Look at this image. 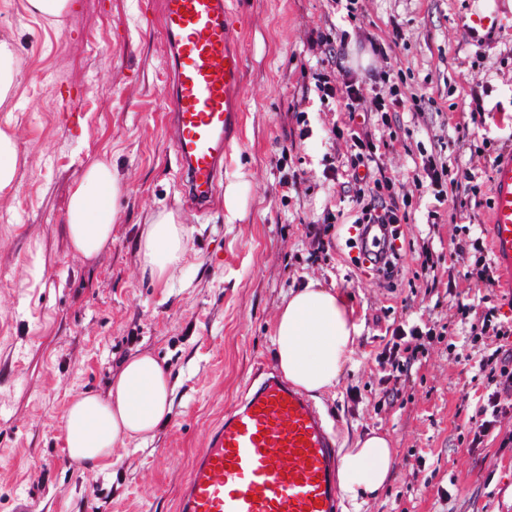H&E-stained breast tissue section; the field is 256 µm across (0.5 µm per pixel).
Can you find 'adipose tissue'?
<instances>
[{"label":"adipose tissue","mask_w":512,"mask_h":512,"mask_svg":"<svg viewBox=\"0 0 512 512\" xmlns=\"http://www.w3.org/2000/svg\"><path fill=\"white\" fill-rule=\"evenodd\" d=\"M124 193L111 165L100 160L91 162L73 187L67 229L74 250L84 259H95L111 242L116 205ZM188 237L177 212L153 214L137 246L142 272L155 282H167L184 258ZM359 334L342 298L312 281L280 306L273 344L285 378L305 391L321 393L335 388ZM170 394L169 374L154 357H132L114 377L107 396L84 394L67 408L61 436L70 459L86 468L105 466L117 443L153 436L168 417ZM392 468L389 440L367 433L340 458L342 497L354 505L378 497Z\"/></svg>","instance_id":"obj_1"}]
</instances>
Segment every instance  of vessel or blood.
I'll return each mask as SVG.
<instances>
[{
	"mask_svg": "<svg viewBox=\"0 0 512 512\" xmlns=\"http://www.w3.org/2000/svg\"><path fill=\"white\" fill-rule=\"evenodd\" d=\"M171 49V122L184 192L207 212L240 138L244 57L230 0H162ZM489 244L512 271V155L493 173ZM338 441L323 410L280 380L264 378L224 416L197 455L177 512H342Z\"/></svg>",
	"mask_w": 512,
	"mask_h": 512,
	"instance_id": "vessel-or-blood-1",
	"label": "vessel or blood"
}]
</instances>
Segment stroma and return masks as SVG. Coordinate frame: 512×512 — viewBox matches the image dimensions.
<instances>
[{"instance_id":"35a3bbf8","label":"stroma","mask_w":512,"mask_h":512,"mask_svg":"<svg viewBox=\"0 0 512 512\" xmlns=\"http://www.w3.org/2000/svg\"><path fill=\"white\" fill-rule=\"evenodd\" d=\"M160 2L71 0L52 23L29 15L24 0H0V34L13 37L21 67L17 105L0 111V129L18 147L15 184L0 193V512H176L210 431L278 371L277 311L312 280L336 291L361 328L336 388L314 400L337 421L341 447L374 430L396 455L387 491L360 512H512V444L500 442L512 433V403L495 418L496 438L474 443L488 387L457 315L458 302L487 294L512 319V291L466 276L455 254L457 226L487 235V206L453 186L441 203L414 182L429 154L484 182L494 156L482 140L512 152V0H493L486 13L477 0H359L351 16L330 0H233L245 81L243 132L220 179L242 185L244 217L232 224L223 200L206 213L188 207L176 179ZM478 14L484 25L474 24ZM314 30L349 37L326 58L309 48ZM374 41L383 55L372 54ZM321 60L339 78L386 69L405 80L397 121L367 126L381 141L398 135L377 163L412 201L394 289L351 262L350 150L330 133L348 116L314 91ZM475 89L486 112L456 130ZM70 114L67 137L59 123ZM95 159L111 162L126 193L111 243L88 261L72 249L65 217ZM291 175L297 183L283 191ZM163 209L191 230L165 286L137 257L147 216ZM427 256L431 276L421 271ZM408 319L444 329L445 340L428 345L407 375L385 379L377 357L388 329ZM140 354L168 368V419L146 443L117 444L105 468L74 464L60 432L69 402L106 394L121 364Z\"/></svg>"}]
</instances>
